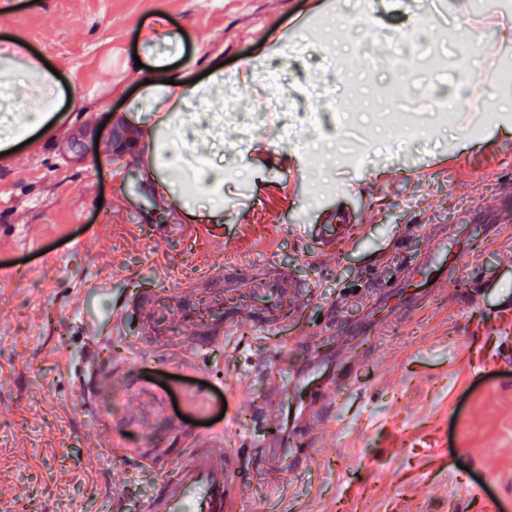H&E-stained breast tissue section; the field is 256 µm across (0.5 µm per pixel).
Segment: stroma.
<instances>
[{
	"label": "stroma",
	"mask_w": 512,
	"mask_h": 512,
	"mask_svg": "<svg viewBox=\"0 0 512 512\" xmlns=\"http://www.w3.org/2000/svg\"><path fill=\"white\" fill-rule=\"evenodd\" d=\"M453 0H380L387 32L413 47L409 82L371 68L359 44L357 0H0V56L14 36L53 67L49 135L0 156V512H105L115 484L127 512L164 475L120 476L109 444L178 452L173 420L224 417L226 439L248 449L243 512H512V222L495 223L512 198V81L483 86L480 59L454 78L462 47ZM167 37L146 45L143 34ZM280 95L318 109L332 87L345 114L299 126L288 142L249 149L256 132L225 118L238 141L211 150L223 165L224 210L186 213L158 194L128 150L121 116L162 68L197 83L224 68L232 108H259L267 91L269 36ZM343 65L332 77L318 65ZM474 90L480 122L462 130L434 100L452 85ZM112 153L97 159L95 144ZM346 216L353 235L332 253L306 234ZM177 223L181 232H167ZM457 243L448 284L413 307H382L365 334L337 338L327 323L357 322V289L393 281L402 262L432 247L434 227ZM277 263L316 286L287 335L316 343L292 351L259 325L210 345L181 324V291L210 300L204 273L225 262ZM157 298L165 338L148 347L143 317L109 335L112 310L135 292ZM116 360L110 387L80 404L91 354ZM349 365V384L326 416L310 419L313 447L288 464L294 402ZM286 388L279 453L260 417L264 383ZM483 484L486 498L467 482Z\"/></svg>",
	"instance_id": "obj_1"
}]
</instances>
